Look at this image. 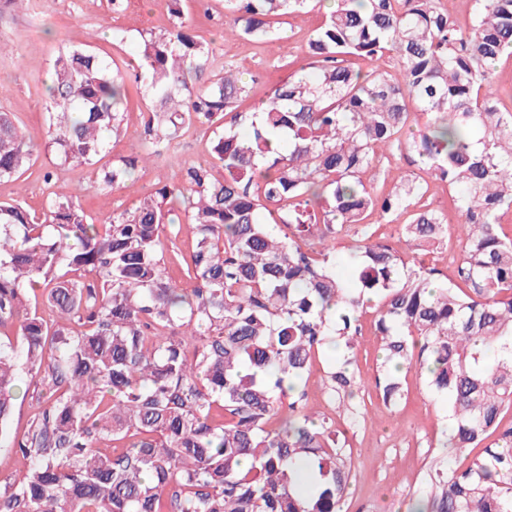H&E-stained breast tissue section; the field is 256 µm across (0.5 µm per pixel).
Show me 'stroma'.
Returning <instances> with one entry per match:
<instances>
[{"label":"stroma","mask_w":512,"mask_h":512,"mask_svg":"<svg viewBox=\"0 0 512 512\" xmlns=\"http://www.w3.org/2000/svg\"><path fill=\"white\" fill-rule=\"evenodd\" d=\"M183 21L214 51V70L233 64L254 76L251 93L240 105L251 111L272 88L308 61L306 47L324 16L314 10L281 17L276 25L278 45H266L235 32L224 0H182ZM173 23L166 0H123L113 9L111 0H31L27 9L0 13V110L13 113L34 145H42L47 117L45 80L55 52L76 43L94 49L120 68L128 88L124 132L113 139L104 163L140 153L139 132L147 118L149 97L137 85L129 66L141 38L162 34ZM51 168L48 154L17 181L0 183V202H20L32 213L42 214L48 186L59 190L84 187L82 198L87 219L100 223L113 213L131 208L152 193L159 182L180 179L178 166L165 161L139 168L134 178L115 189L93 186L88 166L53 168L52 184L43 173ZM193 226L182 220L177 237L166 239L167 268L178 287H190L182 268L194 245ZM376 307L364 308L362 334L351 357L350 372L360 385L352 393L332 398L327 393L329 356H322L305 374L300 385L307 411L329 420L350 464L351 482L342 512H435L430 475L439 465L466 467L469 458L449 442L448 401L428 388L420 368L402 372L403 395L397 404L383 401L375 387L382 372L381 341L374 332ZM45 388L23 377L13 415L0 436V477L11 476L23 466L13 441L28 424Z\"/></svg>","instance_id":"1"}]
</instances>
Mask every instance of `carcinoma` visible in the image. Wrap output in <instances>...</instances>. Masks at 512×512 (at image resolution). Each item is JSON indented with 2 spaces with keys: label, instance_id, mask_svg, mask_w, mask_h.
<instances>
[{
  "label": "carcinoma",
  "instance_id": "cac0c4a2",
  "mask_svg": "<svg viewBox=\"0 0 512 512\" xmlns=\"http://www.w3.org/2000/svg\"><path fill=\"white\" fill-rule=\"evenodd\" d=\"M243 34L279 39L271 20L325 0H226ZM308 41L317 65L292 74L254 112L236 111L250 84L213 71L210 46L181 20L139 42L135 81L150 96L140 133L146 156L97 169L116 188L145 157L171 158L195 120L224 122L212 162L181 167L131 209L90 224L82 191L49 193L43 217L0 203V337L22 338L23 361L0 350V435L19 365L41 382L27 433L14 441L20 476L0 480V512H341L350 467L335 432L291 398L324 346L346 353L358 313L376 299L383 399L402 395L396 370L417 366L448 397L450 438L480 453L461 471L437 469V512H512V112L499 103L497 63L512 46V0H475L462 26L438 0H333ZM357 56L398 63L362 74ZM45 151L53 165L93 166L123 128L126 85L112 62L82 46L54 56ZM419 173L386 194L364 174L395 154ZM33 145L0 110V181L33 165ZM224 178L212 174V163ZM444 182L451 213L420 204L427 179ZM193 224L190 289L172 282L163 233L176 211ZM409 214L399 240L413 254L454 228L456 280L419 260L404 264L372 242V225ZM359 287L336 275V240ZM94 278L87 280L82 273ZM40 291L56 314L31 305ZM420 337L416 346L414 337ZM347 368L328 372L334 396ZM288 405L277 427L271 423ZM120 448L100 447L104 439Z\"/></svg>",
  "mask_w": 512,
  "mask_h": 512
}]
</instances>
